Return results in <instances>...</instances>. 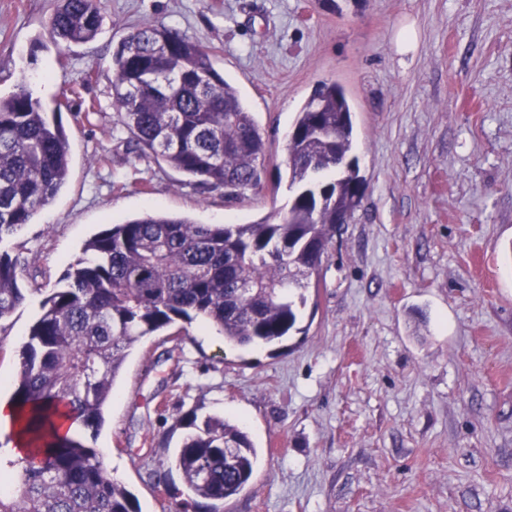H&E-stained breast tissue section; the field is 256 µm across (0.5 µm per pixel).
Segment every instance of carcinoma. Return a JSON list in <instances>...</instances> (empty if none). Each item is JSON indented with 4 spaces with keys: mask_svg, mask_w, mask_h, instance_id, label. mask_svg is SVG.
<instances>
[{
    "mask_svg": "<svg viewBox=\"0 0 512 512\" xmlns=\"http://www.w3.org/2000/svg\"><path fill=\"white\" fill-rule=\"evenodd\" d=\"M101 24L99 0H57L50 36L68 48L93 40ZM112 70L118 124L141 154L227 196L261 182L262 134L208 49L149 24L119 42ZM353 132L345 88L324 83L293 124L292 200L279 221L197 224L153 213L88 241L18 350L13 401L32 446L18 487L0 473V512H141L135 495L105 474L97 450L60 433L58 422L96 436L129 350L179 322L199 320L237 346L274 344L296 330L340 216L352 217L360 203ZM69 163L61 120L48 118L22 83L0 94V243L59 194ZM24 300L17 261L0 250V320ZM181 422L188 432L172 465L193 496L222 502L242 492L257 463L248 435L225 419L200 422L193 411Z\"/></svg>",
    "mask_w": 512,
    "mask_h": 512,
    "instance_id": "carcinoma-1",
    "label": "carcinoma"
}]
</instances>
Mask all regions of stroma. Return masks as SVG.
I'll return each instance as SVG.
<instances>
[{"instance_id":"stroma-1","label":"stroma","mask_w":512,"mask_h":512,"mask_svg":"<svg viewBox=\"0 0 512 512\" xmlns=\"http://www.w3.org/2000/svg\"><path fill=\"white\" fill-rule=\"evenodd\" d=\"M54 7L0 0V93L22 84L60 110L71 158L57 197L0 245L27 290L0 320V398L44 291L106 225L286 213L288 133L335 81L365 190L298 331L248 348L196 323L144 338L91 445L142 512L188 499L170 458L191 410L238 423L258 450L221 512H512V0H100L98 36L62 50ZM143 24L213 52L266 141L258 186L225 197L114 131L112 51Z\"/></svg>"}]
</instances>
